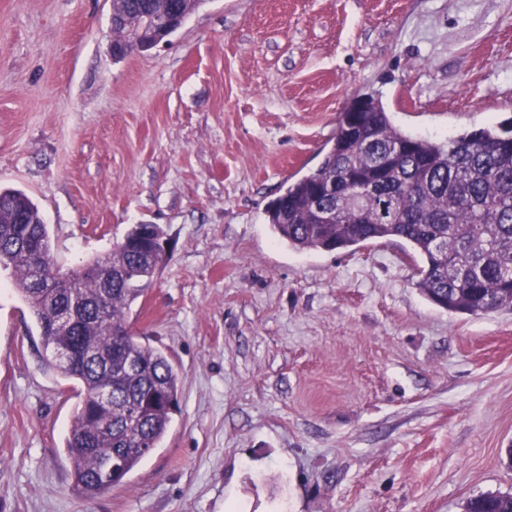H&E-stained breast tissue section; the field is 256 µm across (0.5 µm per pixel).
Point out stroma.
<instances>
[{
  "label": "stroma",
  "mask_w": 512,
  "mask_h": 512,
  "mask_svg": "<svg viewBox=\"0 0 512 512\" xmlns=\"http://www.w3.org/2000/svg\"><path fill=\"white\" fill-rule=\"evenodd\" d=\"M111 0H0V188L62 269L136 224L172 248L132 305L182 376L160 448L87 497L76 394L0 273V512H462L512 493V310L451 313L382 241L279 242L266 208L358 96L444 141L512 119V0H205L112 56Z\"/></svg>",
  "instance_id": "obj_1"
}]
</instances>
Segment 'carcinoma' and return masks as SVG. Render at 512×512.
Listing matches in <instances>:
<instances>
[{
    "instance_id": "carcinoma-1",
    "label": "carcinoma",
    "mask_w": 512,
    "mask_h": 512,
    "mask_svg": "<svg viewBox=\"0 0 512 512\" xmlns=\"http://www.w3.org/2000/svg\"><path fill=\"white\" fill-rule=\"evenodd\" d=\"M205 0H112V53L122 58L174 34ZM512 121L489 124L443 142L397 128L370 98L366 112H343L318 167L288 179L267 207L273 233L289 248L334 251L366 242H406L420 257L416 282L435 305L475 315L512 309ZM366 223L355 220L354 207ZM158 224H135L125 243L78 270L54 262L37 205L23 192L0 190V268L36 321L43 342L63 341L73 363L45 356V366L78 386L81 397L65 448L75 488L94 497L124 479L162 444L179 409L181 377L165 354L133 333L131 306L164 267ZM107 318L97 320L99 303ZM74 320L63 336L60 308ZM112 407L95 393L111 378ZM114 460L115 471L106 467ZM465 512H512V494L469 499Z\"/></svg>"
}]
</instances>
